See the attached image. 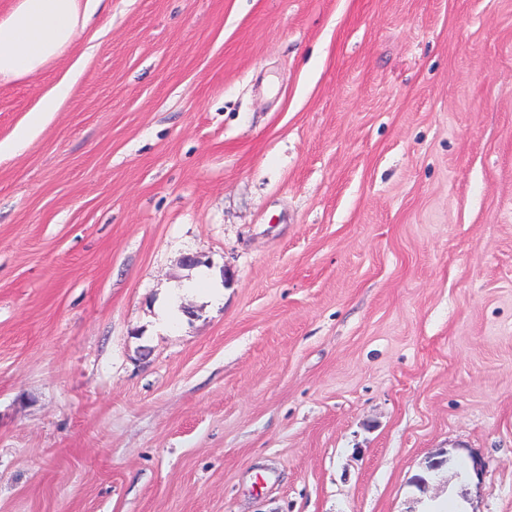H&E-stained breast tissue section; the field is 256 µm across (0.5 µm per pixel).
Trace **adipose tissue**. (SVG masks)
Wrapping results in <instances>:
<instances>
[{
    "label": "adipose tissue",
    "mask_w": 512,
    "mask_h": 512,
    "mask_svg": "<svg viewBox=\"0 0 512 512\" xmlns=\"http://www.w3.org/2000/svg\"><path fill=\"white\" fill-rule=\"evenodd\" d=\"M103 0H12L0 14V79L37 74L75 40L99 11ZM70 90L60 81L30 111L13 137L0 142V155L17 152L49 113L58 111Z\"/></svg>",
    "instance_id": "1"
}]
</instances>
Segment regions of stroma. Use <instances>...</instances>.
Segmentation results:
<instances>
[{"label":"stroma","instance_id":"35a3bbf8","mask_svg":"<svg viewBox=\"0 0 512 512\" xmlns=\"http://www.w3.org/2000/svg\"><path fill=\"white\" fill-rule=\"evenodd\" d=\"M71 69L0 156V512H512V0H106L0 141ZM70 83L63 79L52 92L43 96L38 105L30 111L27 122L16 130L13 137L9 140L0 142V155L12 154L17 152L27 141L30 133L38 129L44 122L50 112H57L61 102L67 96L70 90Z\"/></svg>","mask_w":512,"mask_h":512}]
</instances>
